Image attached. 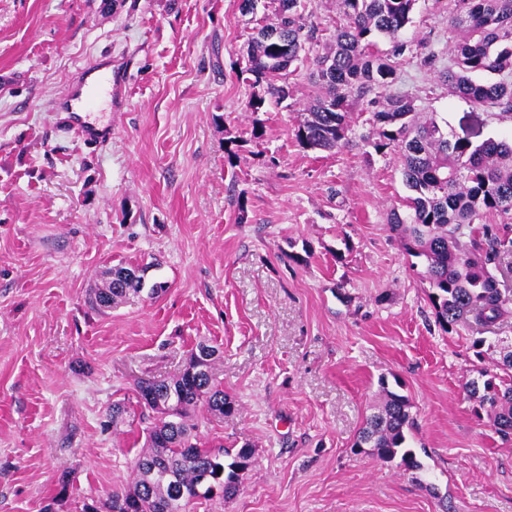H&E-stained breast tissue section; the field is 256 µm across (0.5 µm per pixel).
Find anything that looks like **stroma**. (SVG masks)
I'll list each match as a JSON object with an SVG mask.
<instances>
[{"mask_svg": "<svg viewBox=\"0 0 512 512\" xmlns=\"http://www.w3.org/2000/svg\"><path fill=\"white\" fill-rule=\"evenodd\" d=\"M239 4L0 0V512H80L126 486L151 423L135 380L178 375L201 342L234 409L196 411L198 437L252 445L254 466L195 512H512V443L466 391L492 366L477 341L511 344L512 314L436 323L422 259L388 228L408 191L360 139L366 101L331 152L295 136L312 66L252 111ZM452 8L418 0L406 38L447 54ZM107 60L93 117L112 137L89 144L56 103ZM389 91L476 144L512 131L414 59ZM118 265L145 291L91 310ZM382 378L411 400L422 471L354 446Z\"/></svg>", "mask_w": 512, "mask_h": 512, "instance_id": "35a3bbf8", "label": "stroma"}]
</instances>
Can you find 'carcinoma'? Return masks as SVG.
Wrapping results in <instances>:
<instances>
[{"label": "carcinoma", "mask_w": 512, "mask_h": 512, "mask_svg": "<svg viewBox=\"0 0 512 512\" xmlns=\"http://www.w3.org/2000/svg\"><path fill=\"white\" fill-rule=\"evenodd\" d=\"M276 22L258 28L251 38L246 73L254 85H266L275 100L288 98V75L303 63L318 40L306 24L299 0H277ZM418 0H337L342 22L331 44L313 58L318 92L305 109L296 138L305 148L334 150L351 131L349 98L368 100L369 132L362 140L375 152H392L411 194L402 208L390 211L389 230L410 256L424 260L423 280L436 321L445 329L475 324L492 326L512 314V289L501 288L493 272L512 256V135L479 144L448 135L420 111L413 98L391 95L398 66L417 58L438 72L455 95L512 119V0H453L449 43L453 64L439 67L440 56L404 38ZM383 37L389 48H378ZM477 73L496 76L478 82ZM502 221L491 223L490 217ZM125 267L111 269L101 288H92L87 303L104 313L127 295L143 290V277L130 278ZM494 367L502 374L481 372L468 392L489 406L502 439L512 438V350L502 348ZM176 395L174 411H158L150 396ZM138 404L153 414L146 429L131 482L112 491L108 512H192L199 501L229 499L252 465L249 446L236 451L205 448L197 440L193 413H231L234 403L214 363L196 371L188 364L173 378L139 380ZM379 405L367 417L354 443L385 462L399 461L406 471L423 465L408 446L414 427L407 395L379 381Z\"/></svg>", "instance_id": "cac0c4a2"}]
</instances>
